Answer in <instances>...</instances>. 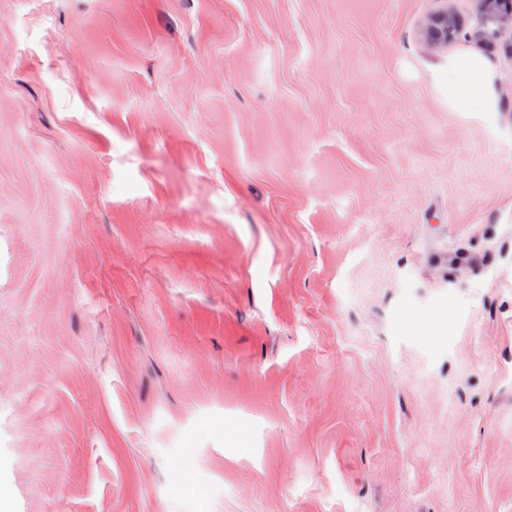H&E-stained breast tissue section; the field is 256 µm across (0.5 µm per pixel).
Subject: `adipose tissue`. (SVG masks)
Wrapping results in <instances>:
<instances>
[{
	"label": "adipose tissue",
	"instance_id": "ef3b65f1",
	"mask_svg": "<svg viewBox=\"0 0 512 512\" xmlns=\"http://www.w3.org/2000/svg\"><path fill=\"white\" fill-rule=\"evenodd\" d=\"M493 88L484 60L476 55L458 56L448 62V104L469 112L488 108Z\"/></svg>",
	"mask_w": 512,
	"mask_h": 512
}]
</instances>
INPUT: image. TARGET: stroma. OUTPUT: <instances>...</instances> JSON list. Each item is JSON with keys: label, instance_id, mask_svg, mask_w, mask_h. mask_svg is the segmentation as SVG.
Masks as SVG:
<instances>
[{"label": "stroma", "instance_id": "1", "mask_svg": "<svg viewBox=\"0 0 512 512\" xmlns=\"http://www.w3.org/2000/svg\"><path fill=\"white\" fill-rule=\"evenodd\" d=\"M0 512H512V24L0 0ZM492 98V83L481 57L469 54L448 61L449 106L461 112L486 111Z\"/></svg>", "mask_w": 512, "mask_h": 512}]
</instances>
